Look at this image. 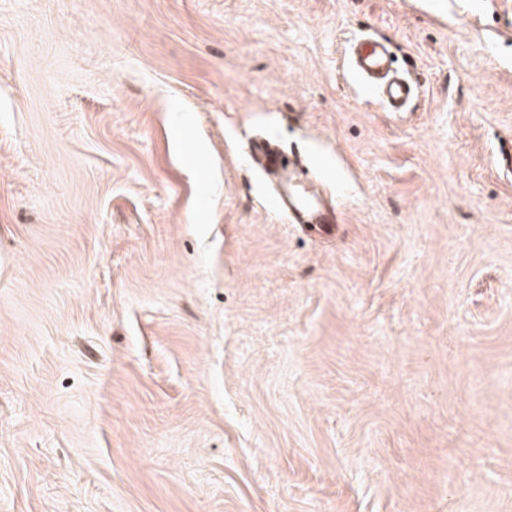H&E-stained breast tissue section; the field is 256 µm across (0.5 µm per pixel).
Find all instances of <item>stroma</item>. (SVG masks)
<instances>
[{"instance_id": "obj_1", "label": "stroma", "mask_w": 512, "mask_h": 512, "mask_svg": "<svg viewBox=\"0 0 512 512\" xmlns=\"http://www.w3.org/2000/svg\"><path fill=\"white\" fill-rule=\"evenodd\" d=\"M511 159L512 0H0V512H512ZM388 48L377 41L356 42L352 45L351 72L358 84L367 92L381 96L395 110L409 99L410 85L403 78L392 76ZM288 200V207L293 209L298 215L302 217H308L315 224H319L321 227H329L328 224H334L327 217L320 213V209L323 206L320 197L315 194L307 186H301L300 188L288 189L286 193ZM285 198L276 200L278 208L287 204ZM332 228V226H330Z\"/></svg>"}]
</instances>
